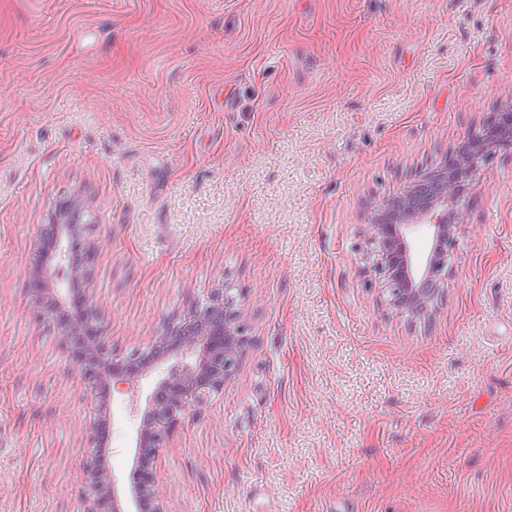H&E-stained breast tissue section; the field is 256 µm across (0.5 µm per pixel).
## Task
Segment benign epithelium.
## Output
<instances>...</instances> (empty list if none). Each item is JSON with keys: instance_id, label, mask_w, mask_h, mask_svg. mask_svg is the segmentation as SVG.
Listing matches in <instances>:
<instances>
[{"instance_id": "1", "label": "benign epithelium", "mask_w": 512, "mask_h": 512, "mask_svg": "<svg viewBox=\"0 0 512 512\" xmlns=\"http://www.w3.org/2000/svg\"><path fill=\"white\" fill-rule=\"evenodd\" d=\"M511 149L512 116L494 112L463 140L459 166L444 162L375 210L366 255L390 308L412 317L430 314L458 245L465 182L475 163ZM81 213L78 199L63 201L51 219L50 244L44 234L38 236L34 274L44 284L47 300L36 301V309L60 327V340L95 398L111 399L118 385L138 395L148 382L128 497L132 512H162L157 464L170 430L223 391L247 336L231 311L233 297L217 291L167 323L142 351L127 358L113 354L84 288L85 270L74 262V246L84 240ZM83 475L84 512H127L118 480L99 452L87 458Z\"/></svg>"}]
</instances>
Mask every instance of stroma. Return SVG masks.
I'll return each instance as SVG.
<instances>
[{"label": "stroma", "instance_id": "1", "mask_svg": "<svg viewBox=\"0 0 512 512\" xmlns=\"http://www.w3.org/2000/svg\"><path fill=\"white\" fill-rule=\"evenodd\" d=\"M509 107L512 0H0V512H82L98 421L132 467L143 402L92 401L34 312L74 195L114 354L220 288L249 337L162 451L163 512H512V151L431 316L363 255L377 205Z\"/></svg>", "mask_w": 512, "mask_h": 512}]
</instances>
